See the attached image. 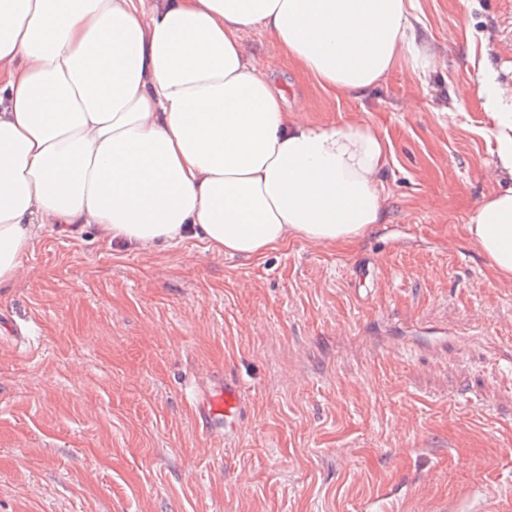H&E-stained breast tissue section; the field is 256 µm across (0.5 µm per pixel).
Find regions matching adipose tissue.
I'll list each match as a JSON object with an SVG mask.
<instances>
[{
	"label": "adipose tissue",
	"instance_id": "obj_1",
	"mask_svg": "<svg viewBox=\"0 0 512 512\" xmlns=\"http://www.w3.org/2000/svg\"><path fill=\"white\" fill-rule=\"evenodd\" d=\"M419 0H0V287L36 226L94 224L149 251L193 236L251 258L289 239L355 243L386 223L391 145L369 123L311 121L261 66L258 31L330 93L364 96L416 43ZM496 132L484 196L464 226L512 280V100L490 66Z\"/></svg>",
	"mask_w": 512,
	"mask_h": 512
}]
</instances>
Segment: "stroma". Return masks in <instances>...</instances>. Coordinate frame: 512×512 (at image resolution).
<instances>
[{
  "instance_id": "1",
  "label": "stroma",
  "mask_w": 512,
  "mask_h": 512,
  "mask_svg": "<svg viewBox=\"0 0 512 512\" xmlns=\"http://www.w3.org/2000/svg\"><path fill=\"white\" fill-rule=\"evenodd\" d=\"M446 66L325 93L245 40L317 122L392 145L388 220L346 248L151 253L39 228L0 288V512H469L512 498V282L463 226L496 190L469 83L512 87V0H420ZM456 39H449V31ZM418 109H403L405 98ZM238 392L233 422L206 399Z\"/></svg>"
}]
</instances>
